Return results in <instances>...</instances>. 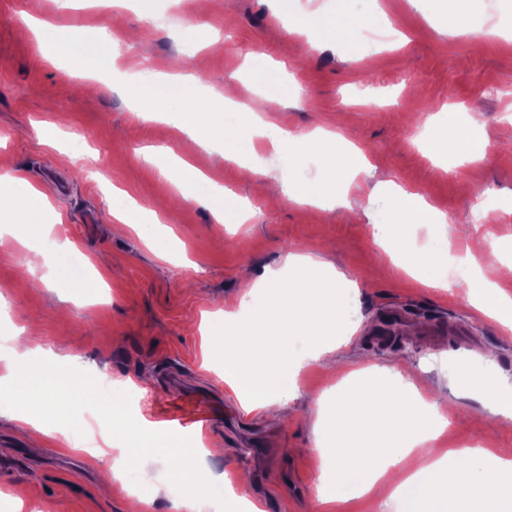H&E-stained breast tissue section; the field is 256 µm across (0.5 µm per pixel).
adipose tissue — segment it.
I'll return each instance as SVG.
<instances>
[{"mask_svg": "<svg viewBox=\"0 0 512 512\" xmlns=\"http://www.w3.org/2000/svg\"><path fill=\"white\" fill-rule=\"evenodd\" d=\"M25 30L56 57L81 61L88 80L101 82L103 75L122 72L137 113L159 116L174 134L202 133L222 142L225 161L235 163L250 177L261 175L254 163L260 148L267 147L285 159L295 173L283 189L284 199L296 205H316L324 200L346 207L350 190L360 175L372 167L365 156L335 132L316 128L293 133L287 119L270 122L253 109H240L232 94L216 97L200 92L201 79L184 72L151 73L149 69H118L122 53L119 39L105 40L77 30L60 36L49 21L30 17ZM491 142L481 122L460 121L456 112L442 115L435 126L429 149L433 156L451 158L463 165L485 160ZM317 161L324 176L312 182L302 169ZM167 166L178 171L177 188L185 201L206 207L221 224H242L251 210L242 199L226 193L174 153H167ZM372 195L388 198L386 214L371 208L362 215L373 229L376 242L386 256L422 285L451 289L448 278L452 265L463 267L464 300L497 324L512 329V301L499 297L497 284L488 279L474 261L476 252L498 250L500 241L486 235L472 237L463 254H453L447 233L431 238L424 251L414 250L408 228L413 224H441L445 216L415 192L389 181L377 182ZM10 225L28 226L33 237L50 233L60 216L49 213L46 200L21 176L0 179V215ZM112 216L123 229L133 230L161 257L173 245L171 230L156 214L117 192L113 195ZM74 243L63 241L52 252L49 264L57 283L98 293L103 273H89L74 263ZM288 278L272 273L255 282L238 309L213 312L215 322L224 326L208 351L224 370L228 383L244 407L270 415L280 413L298 392L297 379L306 361L319 360L336 350L351 331L349 306L358 293L355 282L321 259L305 252H291L284 258ZM307 345L305 357H297L295 340ZM9 344L0 350V386L14 388L31 408L22 420L34 440L63 432L68 420L82 411L96 393L84 388L76 393L48 394L52 378L46 363L52 349L44 347L33 328H15ZM350 382L335 396L319 397L316 414L318 439L323 456L319 494L325 501H351L367 497L378 482L392 491L376 512H512V461L489 448L451 449L440 453L432 442L448 426V413L437 396H423L413 383L396 371L381 372L374 365L349 372ZM459 381L470 396L482 399L497 423L512 425V392L493 390V377L472 382L467 373ZM120 437L142 443L153 459L167 464L168 472L180 480L182 491L173 506L178 512H197L214 487L202 478L195 466L203 455L217 447L203 443L199 429L188 439L173 440L160 423L119 424ZM421 453L422 463L411 470L406 460ZM92 462L103 480L121 482L133 503V512H146L155 502V491L145 488L132 475L127 449L96 450Z\"/></svg>", "mask_w": 512, "mask_h": 512, "instance_id": "ef3b65f1", "label": "adipose tissue"}]
</instances>
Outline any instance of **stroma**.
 I'll return each mask as SVG.
<instances>
[{
    "mask_svg": "<svg viewBox=\"0 0 512 512\" xmlns=\"http://www.w3.org/2000/svg\"><path fill=\"white\" fill-rule=\"evenodd\" d=\"M167 0L147 10H126L123 25L136 29L131 54L145 65L169 71L173 60L200 76L215 93L232 86L241 105H260L269 117L287 112L294 132L322 127L342 133L373 167L367 186L393 181L424 196L447 217L452 239L470 234L475 190L489 206L512 198V139L500 138L503 118L512 115V39H480L454 33L424 0H180L170 14ZM387 16L383 30L408 36L405 48L369 47L365 62L352 57L355 45L322 43L290 32L291 20L326 13ZM59 28H112L114 10L106 0L59 11L49 0H0V174L26 178L62 218L58 236L70 239L107 275V304H90L76 288H57L46 258L54 239L35 247L0 237V299L8 317L0 333L38 322L46 347L56 355H78L64 367L70 377L95 386L103 398L112 384L148 376V393L133 407L138 417L191 427L198 410L214 413L206 439L222 441L228 453L206 458L213 475H252L262 512H371L389 491L377 486L368 500L323 502L318 493L321 463L316 449L312 404L339 380L337 365L366 363L401 370L421 392L440 388L450 424L436 445L442 449L479 445L512 461V428L502 427L483 405L463 395L454 382L461 369L491 370L512 385V334L467 306L462 289H429L384 261L368 224L350 220L343 208L287 204L281 182L287 166L270 150L259 155L268 176L242 179L235 163L187 135L173 136L164 122L137 115L122 90L101 86L87 93L86 78L50 54L37 53L34 38L19 34L25 15ZM220 30L219 41L186 42L185 25ZM281 69L294 89L281 99L258 94L250 75L254 56ZM369 86L380 103L356 104V89ZM484 122L492 137L481 163L440 165L418 139L449 106ZM60 125L63 140L43 142L46 124ZM166 145L252 207L248 223H215L203 206L178 201L171 175L146 160V146ZM354 191L352 200L378 211L386 198ZM120 191L155 211L173 228L186 258L157 256L132 232L112 231V193ZM57 236V237H58ZM302 250L333 264L359 286L347 342L299 376V396L287 406L286 422L245 412L223 374L204 366L202 342L218 301L239 303L251 279L279 268L286 253ZM398 324L387 342L372 337L390 317ZM455 330L453 337L428 343V327ZM66 436V435H65ZM65 436L47 438L31 449L22 424L0 411V512H124L121 484H102L90 458L73 452Z\"/></svg>",
    "mask_w": 512,
    "mask_h": 512,
    "instance_id": "1",
    "label": "stroma"
}]
</instances>
